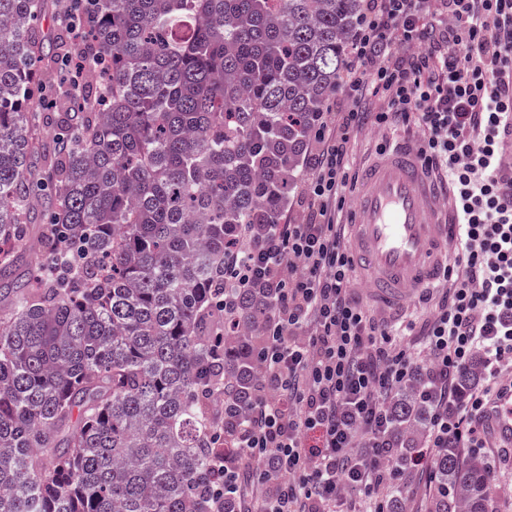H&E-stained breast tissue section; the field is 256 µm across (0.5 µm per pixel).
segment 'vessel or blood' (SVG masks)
<instances>
[{
	"label": "vessel or blood",
	"instance_id": "b4317fda",
	"mask_svg": "<svg viewBox=\"0 0 512 512\" xmlns=\"http://www.w3.org/2000/svg\"><path fill=\"white\" fill-rule=\"evenodd\" d=\"M361 180L352 212L353 262L366 299L396 313L434 288L453 263L457 226L448 219V186L432 181L405 143L387 147ZM487 424L512 447V414L488 412Z\"/></svg>",
	"mask_w": 512,
	"mask_h": 512
}]
</instances>
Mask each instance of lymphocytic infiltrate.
<instances>
[{
  "label": "lymphocytic infiltrate",
  "instance_id": "1",
  "mask_svg": "<svg viewBox=\"0 0 512 512\" xmlns=\"http://www.w3.org/2000/svg\"><path fill=\"white\" fill-rule=\"evenodd\" d=\"M342 91L351 109L315 134L305 223L275 224L261 237L242 230L240 248L224 258L225 279L267 283L277 310L261 386L229 436L239 453L224 469L219 507L229 495L244 512H332L340 500L347 512H380L392 453L388 399L409 379L423 382L434 448L485 447L489 405L508 409L512 177L500 157L512 133V0H367ZM369 92L388 98L390 110H359ZM365 123L421 133L424 166L447 181L460 224L446 289L411 341L351 295L349 227L338 216L351 133ZM478 352L486 383L462 393L459 378ZM311 430L319 449L306 445Z\"/></svg>",
  "mask_w": 512,
  "mask_h": 512
}]
</instances>
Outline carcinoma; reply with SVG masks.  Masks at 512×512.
<instances>
[{
  "label": "carcinoma",
  "instance_id": "1",
  "mask_svg": "<svg viewBox=\"0 0 512 512\" xmlns=\"http://www.w3.org/2000/svg\"><path fill=\"white\" fill-rule=\"evenodd\" d=\"M45 10L0 0V512H210L276 309L257 283L224 315V255L279 223L362 0H97L49 54ZM94 49L104 72L34 94L36 68ZM40 206L45 259L6 288ZM428 412L393 399L403 472ZM433 473L427 512H491L484 459L449 448Z\"/></svg>",
  "mask_w": 512,
  "mask_h": 512
}]
</instances>
